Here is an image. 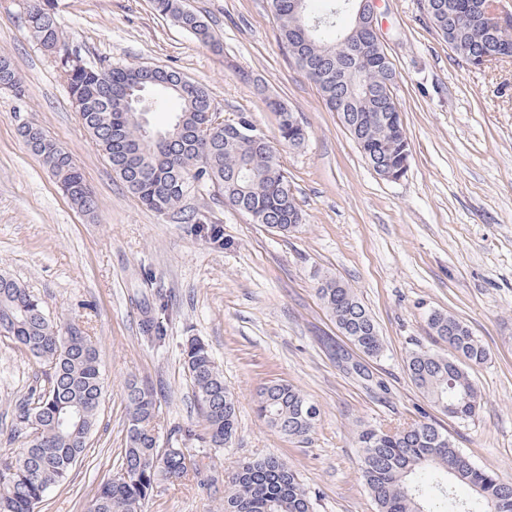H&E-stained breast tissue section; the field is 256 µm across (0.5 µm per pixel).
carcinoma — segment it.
I'll list each match as a JSON object with an SVG mask.
<instances>
[{"label": "carcinoma", "instance_id": "carcinoma-1", "mask_svg": "<svg viewBox=\"0 0 512 512\" xmlns=\"http://www.w3.org/2000/svg\"><path fill=\"white\" fill-rule=\"evenodd\" d=\"M468 0H445V10L431 19L435 29L448 39V49L460 58L479 59L491 50L475 41L457 13ZM279 39L293 55L305 40L304 30L293 13L292 0H270ZM154 10L187 30L200 43L218 51L211 25L191 10L185 0H152ZM344 0H328L316 13L321 26L316 31L320 45H332L338 15ZM27 28L42 47L61 41L51 9L33 6ZM319 69L314 82L331 111L342 103L340 117L347 118V131L368 164L383 171L400 167L410 155L405 128L393 118L398 111L375 122L362 124L364 112H385L380 102L352 97L348 84L336 82V71L347 70L371 86L394 84L393 64L377 55L356 61L313 49ZM64 77L72 104L84 130L108 158L115 175L146 208L186 225L187 232L215 247H224V229L209 224L201 210L186 207L190 195L216 189L224 203L257 224H274L288 233L302 223L288 173L271 142L257 132L248 115L238 116L237 131L211 124L207 113L217 111L209 91L191 84L176 70L159 67L108 66L95 68L63 60ZM145 87L142 108L131 109L124 86L131 74ZM0 92L16 96L22 78L10 58L0 55ZM191 89H186V84ZM181 102L177 117L187 127L203 130L180 148L151 140L157 129L141 121L148 111L167 98ZM18 133L58 181L78 209L91 214L96 201L71 155L61 144L51 153L36 150L32 140L44 134L32 123ZM317 294L336 327L361 353L375 357L382 341L370 313L343 281L325 277ZM156 315L145 325L148 340L166 343L168 304L160 296ZM429 326L448 352L429 347L412 350L406 359L411 381L434 406L458 419L475 416L481 402L471 370L484 365L488 350L469 326L453 315L434 312ZM0 337L12 341L35 359L41 376L27 395L11 408L7 442L18 448L0 454V512H39V505L54 488L67 482L95 431L104 394L105 377L95 341L74 323L63 324L50 317L41 298L6 273H0ZM184 359L194 396L204 421L203 431L185 430V441L202 448L221 449L237 433V399L224 385L209 345L199 338L187 340ZM128 425L121 462L112 476L99 484L90 512H143L145 502L161 481L174 483L195 466L197 449L160 447L159 407L152 388L136 381L127 384ZM255 409L270 427L282 435L305 442L314 431L320 410L299 388L286 381H271L255 396ZM359 470L377 512H477L458 500L452 478L472 487L485 501L483 512H512V482L476 467L456 448L450 436L434 423L420 420L394 432L364 428L357 434ZM426 472L435 481L421 480ZM222 512H313V504L296 474L273 457L248 461L232 474Z\"/></svg>", "mask_w": 512, "mask_h": 512}]
</instances>
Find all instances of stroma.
<instances>
[{
  "label": "stroma",
  "instance_id": "35a3bbf8",
  "mask_svg": "<svg viewBox=\"0 0 512 512\" xmlns=\"http://www.w3.org/2000/svg\"><path fill=\"white\" fill-rule=\"evenodd\" d=\"M33 0H0V54L23 98L0 93V272L37 294L57 319L80 317L105 374L99 427L70 481L42 512H89L125 447L126 385L152 387L161 447L171 430L202 428L184 368L190 336L209 344L238 400L231 447L199 455L185 479L160 484L145 512H214L238 461L275 457L296 471L314 512H376L358 472L356 435L426 419L477 467L512 480V57L480 69L455 60L421 0H377V27L397 80L393 94L410 144L396 182L367 165L318 87L278 40L269 0H188L215 30L214 52L150 0H51L62 42L92 66H152L205 86L219 112L247 114L269 140L282 100L307 130L279 149L303 221L281 234L211 193L188 198L224 227L215 248L143 206L112 173L72 108L60 56L27 31ZM28 120L73 156L97 199L84 215L20 138ZM332 276L354 289L382 337L366 357L342 336L316 288ZM169 301L168 339L144 332L157 295ZM464 321L490 353L471 376L481 408L468 420L434 407L410 381L409 352L430 346L431 313ZM366 366L362 379L353 363ZM29 356L0 339V430L34 383ZM282 379L319 408L308 442L259 419L257 389Z\"/></svg>",
  "mask_w": 512,
  "mask_h": 512
}]
</instances>
